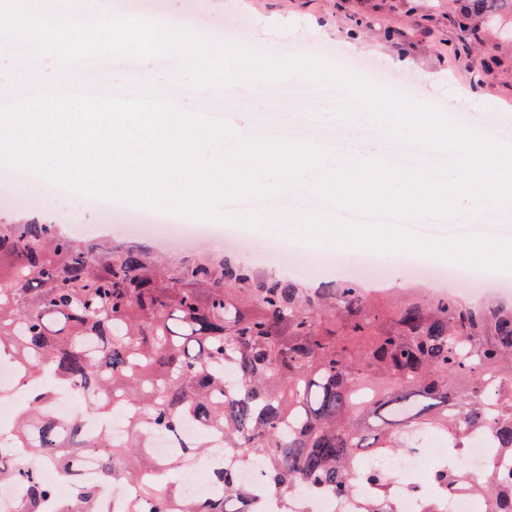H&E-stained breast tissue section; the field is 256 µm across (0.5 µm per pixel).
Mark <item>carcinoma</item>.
I'll return each mask as SVG.
<instances>
[{"mask_svg": "<svg viewBox=\"0 0 512 512\" xmlns=\"http://www.w3.org/2000/svg\"><path fill=\"white\" fill-rule=\"evenodd\" d=\"M505 2L465 0L461 41L483 42L478 20ZM5 356L24 366L32 389L13 442L57 463L84 512L98 504L80 458H95L106 478L145 484L148 470H177L209 452L211 434L241 467L267 456L268 492L282 512H296L299 487L346 497L360 481L370 489L362 512H397L401 487L361 463L413 449L418 435L442 440L457 459L483 433L512 457V304L409 295L384 309L357 283L304 288L230 256L168 263L56 223L14 221L0 224ZM63 386L92 398L60 421L48 407ZM109 392L131 411L120 443L83 428L88 414L108 418ZM185 420L202 433L181 456L147 455L145 424L171 432ZM13 477L28 486L24 512H41L51 490L0 457V482ZM213 479L220 497L188 501L168 482L151 512H261L224 469ZM430 479L448 497L470 489L486 512H512V469L491 464L473 480L456 462Z\"/></svg>", "mask_w": 512, "mask_h": 512, "instance_id": "obj_1", "label": "carcinoma"}]
</instances>
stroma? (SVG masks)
Returning a JSON list of instances; mask_svg holds the SVG:
<instances>
[{
	"instance_id": "obj_1",
	"label": "stroma",
	"mask_w": 512,
	"mask_h": 512,
	"mask_svg": "<svg viewBox=\"0 0 512 512\" xmlns=\"http://www.w3.org/2000/svg\"><path fill=\"white\" fill-rule=\"evenodd\" d=\"M152 10L171 19L186 17L205 21L206 34L230 44L288 57L314 56L343 67L354 63L356 74L377 80L391 90L405 87L414 101L434 105L451 120L465 122L468 129L497 138L499 132L512 133V43L499 50L501 67L484 72V49L459 50L460 32L450 20L461 7L459 0H148ZM27 62L15 46L0 52V94L23 97L36 86H63L68 72L50 56L28 80L19 74ZM107 77L113 94H131L144 76L155 77L154 89L163 98L176 92L166 82L176 63L171 56L145 60L131 56L108 61ZM266 87L244 91L236 103L225 106L231 124L258 127L276 120L291 129L305 130L308 137L325 138L336 128L333 112L318 110L307 118L304 108L270 106ZM27 216L95 228L96 238H112L113 232L101 213L86 201L53 204L43 184L12 185L0 176V218ZM192 219L181 218L170 234H124V243L144 246L151 254L173 261L199 254H216L210 238L190 235ZM229 238L221 250L251 264L278 245L291 243L294 260L272 265L268 271L284 275L307 287L347 278L348 268L367 260L362 250L288 239L279 231L247 228L221 223ZM342 254L345 267L325 266L326 258ZM375 299L381 304L416 290L435 294L434 281L412 280L398 266L386 267L374 281Z\"/></svg>"
}]
</instances>
